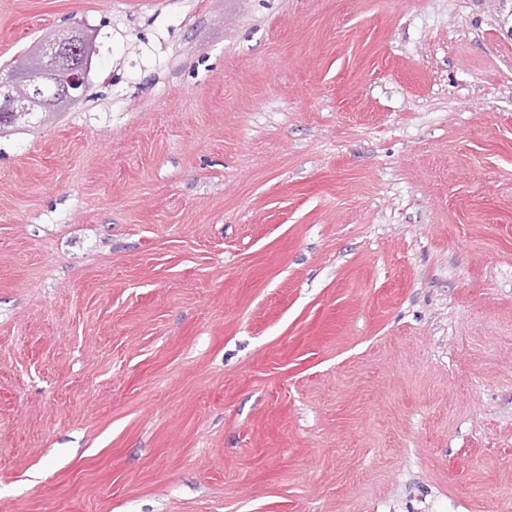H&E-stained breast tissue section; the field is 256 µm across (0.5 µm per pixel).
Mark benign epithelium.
<instances>
[{"label": "benign epithelium", "mask_w": 512, "mask_h": 512, "mask_svg": "<svg viewBox=\"0 0 512 512\" xmlns=\"http://www.w3.org/2000/svg\"><path fill=\"white\" fill-rule=\"evenodd\" d=\"M96 34L74 26L36 44L21 67L0 70V110L14 112V90L20 89L44 112H58L77 102L88 88L90 63L97 52ZM55 90L45 94L47 81Z\"/></svg>", "instance_id": "1"}]
</instances>
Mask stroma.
<instances>
[{
    "instance_id": "stroma-1",
    "label": "stroma",
    "mask_w": 512,
    "mask_h": 512,
    "mask_svg": "<svg viewBox=\"0 0 512 512\" xmlns=\"http://www.w3.org/2000/svg\"><path fill=\"white\" fill-rule=\"evenodd\" d=\"M85 96L0 131V512H512V0H0Z\"/></svg>"
}]
</instances>
